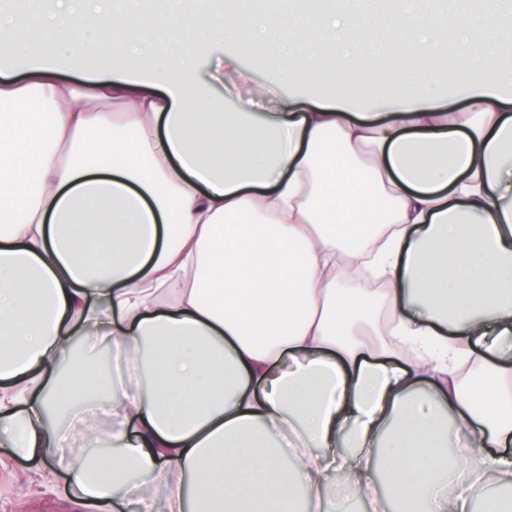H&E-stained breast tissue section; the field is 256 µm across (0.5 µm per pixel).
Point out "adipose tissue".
I'll return each mask as SVG.
<instances>
[{
    "label": "adipose tissue",
    "mask_w": 512,
    "mask_h": 512,
    "mask_svg": "<svg viewBox=\"0 0 512 512\" xmlns=\"http://www.w3.org/2000/svg\"><path fill=\"white\" fill-rule=\"evenodd\" d=\"M41 0L51 60L0 73V439L112 505L129 472L166 512H335L385 485L394 512H512V42L501 0L459 18L475 76L427 84L439 13L361 0L319 25L168 0ZM253 32L302 90L227 107L199 53ZM298 42L377 71L385 112L327 87ZM396 59L382 64V44ZM106 330L112 373L69 376ZM482 368L464 387L461 364ZM105 396L109 447L60 453L59 419ZM469 436L449 453L448 428ZM339 472L344 481L332 485ZM493 473L437 497L448 476Z\"/></svg>",
    "instance_id": "ef3b65f1"
}]
</instances>
